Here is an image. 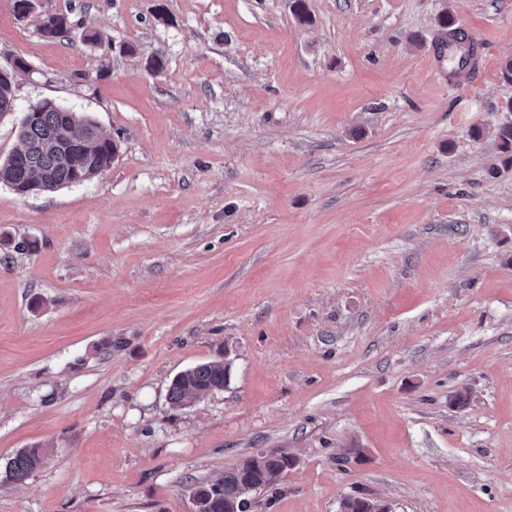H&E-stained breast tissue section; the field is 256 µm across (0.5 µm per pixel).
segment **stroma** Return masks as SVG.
<instances>
[{
	"label": "stroma",
	"mask_w": 512,
	"mask_h": 512,
	"mask_svg": "<svg viewBox=\"0 0 512 512\" xmlns=\"http://www.w3.org/2000/svg\"><path fill=\"white\" fill-rule=\"evenodd\" d=\"M305 4L0 0L29 66L0 159L45 99L117 145L0 184V512H191L269 449L298 463L248 512H512V0ZM445 14L488 48L466 84ZM214 359L224 390L171 404ZM45 456V449L39 446L20 449L6 462V476L17 482L24 481L33 471L42 465Z\"/></svg>",
	"instance_id": "obj_1"
}]
</instances>
